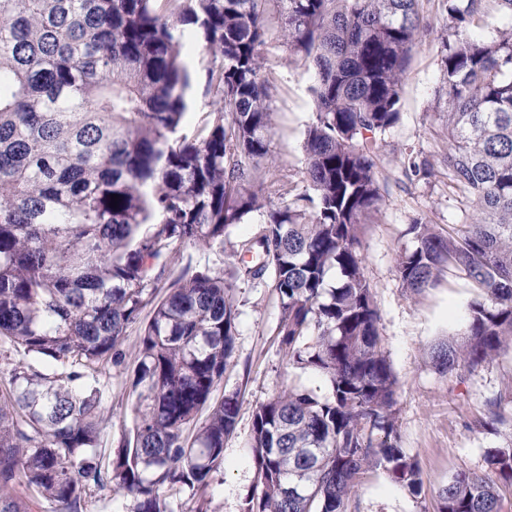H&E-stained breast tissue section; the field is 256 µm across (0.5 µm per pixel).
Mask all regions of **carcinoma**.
<instances>
[{
  "instance_id": "obj_1",
  "label": "carcinoma",
  "mask_w": 512,
  "mask_h": 512,
  "mask_svg": "<svg viewBox=\"0 0 512 512\" xmlns=\"http://www.w3.org/2000/svg\"><path fill=\"white\" fill-rule=\"evenodd\" d=\"M492 1L512 19V0H444L448 178L478 217L446 235L415 220L416 245L398 262L416 293L448 265L483 290L464 346L433 351L442 372L479 366L512 339V25L488 27ZM266 2L0 0V341L74 366L60 377L11 369L0 394V512H32L37 497L75 512L105 481L134 496L132 512H164V490L208 485L238 394L224 395L193 439L185 429L235 353L224 273L186 271L155 305L129 376L133 435L106 472L97 391L78 381L81 368L122 359L125 329L177 246H221L254 212L262 227L246 244L244 275L272 279L282 350L322 371L333 396L290 388L256 406L244 512H345L360 474L378 464L420 492L419 465L399 447L396 381L359 247L383 201L376 137L400 119L427 22L420 0H279L286 42L316 71V115L304 141L312 194L270 205L251 177L269 153ZM187 40L219 59L205 74L207 120L191 136ZM333 267L340 281L327 288ZM486 406L483 423L506 422L500 401ZM486 465L439 489L437 512H497L512 496V444L489 451Z\"/></svg>"
}]
</instances>
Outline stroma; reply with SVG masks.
I'll return each instance as SVG.
<instances>
[{
    "label": "stroma",
    "mask_w": 512,
    "mask_h": 512,
    "mask_svg": "<svg viewBox=\"0 0 512 512\" xmlns=\"http://www.w3.org/2000/svg\"><path fill=\"white\" fill-rule=\"evenodd\" d=\"M430 28L413 50L401 90L398 123L377 138V178L383 203L365 224L360 254L364 276L378 310L382 349L397 383L399 445L419 464L420 496L391 482L383 467L371 468L353 489L347 512H433L440 488L459 472L482 473L487 451L512 443V345L477 366L459 365L442 373L431 362L432 350L442 344L462 345L473 302L481 291L460 270L448 267L436 285L413 294L403 288L398 260L415 240L413 220L437 230L462 221L463 205L448 191L446 122L448 96L440 81L441 58L449 31L443 23L442 0H421ZM268 29L264 74L271 83L267 160L253 172L263 184L268 202L294 201L307 193L304 178V140L314 121L311 92L315 73L295 56L284 40L276 0L263 14ZM205 52L193 59V87L186 132L200 127L208 110L205 71L213 66ZM420 164L412 173L408 159ZM259 215L251 213L230 227L223 245L179 247L164 280L172 282L186 267L223 271L234 284L237 332L234 358L217 383L212 399L238 393L241 409L234 433L224 442V461L213 471L204 491L167 492L168 512H243L254 484L251 439L253 411L258 403L292 387L320 400L331 398V385L319 371L290 364L279 350L276 327L281 317L279 297L271 279L252 280L235 274L239 253L259 232ZM152 316L144 309L139 322L127 327L121 363L88 370L85 385L98 391L102 422L99 444L104 461L129 438L134 426L135 397L128 377L138 360L140 337ZM501 399L506 424L483 427L486 403Z\"/></svg>",
    "instance_id": "35a3bbf8"
}]
</instances>
